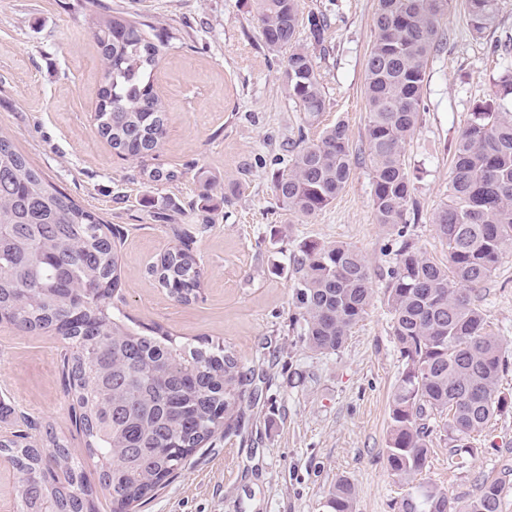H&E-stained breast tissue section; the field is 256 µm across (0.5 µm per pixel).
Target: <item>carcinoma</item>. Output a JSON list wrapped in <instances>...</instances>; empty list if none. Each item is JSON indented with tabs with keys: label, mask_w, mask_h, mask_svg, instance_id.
Listing matches in <instances>:
<instances>
[{
	"label": "carcinoma",
	"mask_w": 512,
	"mask_h": 512,
	"mask_svg": "<svg viewBox=\"0 0 512 512\" xmlns=\"http://www.w3.org/2000/svg\"><path fill=\"white\" fill-rule=\"evenodd\" d=\"M499 0H465L467 26L481 35L496 22ZM448 0H377L365 62L366 158L375 221L396 232V262L384 297L402 371L390 402L386 461L405 487L398 512H459L448 491L423 478L432 436L469 447L492 419L512 412L499 389L508 368L502 339L489 333L475 297L512 247V111L490 105L472 113L455 145L450 201L432 223L448 250L443 266L408 235L414 210L405 164L407 139L420 120L429 59L447 45ZM268 49L285 52L288 97L315 124L328 101L322 76L299 28L323 47L328 17L303 15L300 0H258ZM104 70L94 120L119 156L148 160L160 148L168 111L154 89L159 46L151 27L122 16L96 22ZM352 173L348 126L338 121L318 140L292 150L274 190L288 210L327 207ZM295 324L304 346L340 351L374 297L365 256L347 244L305 243L291 256ZM159 285L179 301L198 298L201 270L190 244L168 249L153 266ZM118 256L112 232L93 210L49 182L0 133V323L61 337L68 388L88 456L113 512L149 499L188 458L240 418L253 370L224 344L182 343L159 327L129 324L118 307ZM15 473L19 512H95L81 460L52 432L45 444L0 439ZM503 486L484 482L464 512H499ZM346 479L329 494V512H353Z\"/></svg>",
	"instance_id": "1"
}]
</instances>
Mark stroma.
I'll return each instance as SVG.
<instances>
[{
	"mask_svg": "<svg viewBox=\"0 0 512 512\" xmlns=\"http://www.w3.org/2000/svg\"><path fill=\"white\" fill-rule=\"evenodd\" d=\"M463 3L449 2L443 23L452 37L428 64L425 110L405 147L419 204L410 236L442 262L448 253L431 218L449 201L456 140L476 106H512L503 86L512 62L494 50L512 39V0H500L494 26L481 35L470 33ZM375 7L376 0H301L302 12H323L330 21L326 49L316 55L329 106L309 127L284 89L285 53L264 44L256 0H100L101 14L178 35L162 46L155 73L169 113L167 133L143 163L117 156L97 131L103 63L92 36L97 15L84 0H0V130L113 230L126 315L183 341L222 342L254 372L237 431L196 451L136 512H327L340 478L355 487L354 512H398L402 489L385 448L402 366L383 295L398 243L374 221L364 152V67ZM339 121L348 126L353 155L345 189L313 216L288 211L273 184L283 158L300 139L316 141L323 127ZM150 168L170 173V180L150 181ZM204 175L225 195L207 213ZM206 215L211 223L194 244L202 292L185 305L151 269L175 244L176 230H194ZM305 242L348 244L371 267L374 300L334 354L306 349L292 322L289 256ZM478 302L504 341L509 368L499 388L512 392V250ZM62 353L52 334L0 324V399L13 411L0 420V437L20 431L38 442L53 431L81 456L94 485L99 468L72 419ZM426 476L462 505L484 480L502 481L500 512H512V413L460 455L433 436Z\"/></svg>",
	"mask_w": 512,
	"mask_h": 512,
	"instance_id": "stroma-1",
	"label": "stroma"
}]
</instances>
